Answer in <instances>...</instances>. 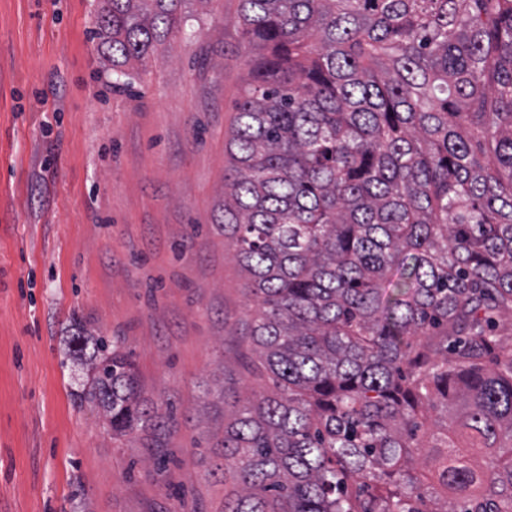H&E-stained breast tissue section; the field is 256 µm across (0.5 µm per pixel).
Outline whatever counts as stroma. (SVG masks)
<instances>
[{"mask_svg": "<svg viewBox=\"0 0 512 512\" xmlns=\"http://www.w3.org/2000/svg\"><path fill=\"white\" fill-rule=\"evenodd\" d=\"M100 0H0V512H224V423L268 379L223 215L253 50L240 0L188 5L129 87ZM130 354L164 428L113 436L71 336Z\"/></svg>", "mask_w": 512, "mask_h": 512, "instance_id": "35a3bbf8", "label": "stroma"}]
</instances>
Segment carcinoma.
Wrapping results in <instances>:
<instances>
[{"label": "carcinoma", "instance_id": "carcinoma-1", "mask_svg": "<svg viewBox=\"0 0 512 512\" xmlns=\"http://www.w3.org/2000/svg\"><path fill=\"white\" fill-rule=\"evenodd\" d=\"M185 2L103 0L116 80ZM239 19L263 54L219 228L272 390L224 424V512H512V0H241ZM77 344L112 434L162 425L129 355ZM450 401L418 439L417 409Z\"/></svg>", "mask_w": 512, "mask_h": 512}]
</instances>
